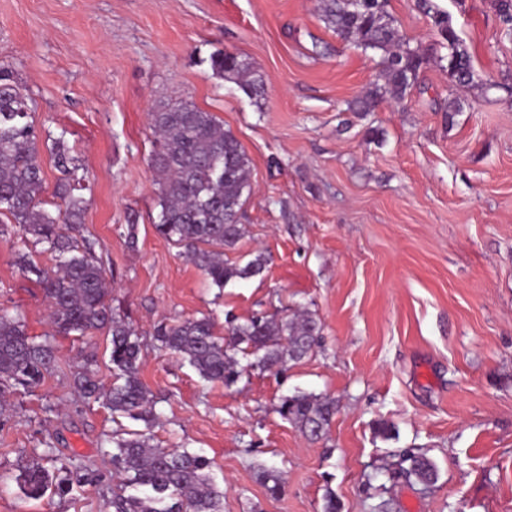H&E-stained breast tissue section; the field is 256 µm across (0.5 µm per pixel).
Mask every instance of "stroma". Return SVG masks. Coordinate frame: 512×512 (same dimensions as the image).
<instances>
[{
	"instance_id": "stroma-1",
	"label": "stroma",
	"mask_w": 512,
	"mask_h": 512,
	"mask_svg": "<svg viewBox=\"0 0 512 512\" xmlns=\"http://www.w3.org/2000/svg\"><path fill=\"white\" fill-rule=\"evenodd\" d=\"M439 7L476 86L450 82L415 0H389L430 60L405 101L364 116L351 105L380 55L328 28L319 0H0V68L31 99L41 137L64 136L80 164L85 233L112 307L143 339L140 378L158 414L149 426L116 418L74 391L86 368L111 385L109 341L57 334L40 285L16 263V234L0 237V309L58 356L42 386L6 397L0 512H111L102 489L32 500L15 477L46 439L49 472L79 462L111 477L108 441L127 431L209 457L224 512H324L330 498L340 512H512V41L492 0ZM218 50L249 62L266 96L216 77ZM180 99L213 113L251 159L243 235L224 258L265 252L262 276L212 287L155 232L160 142L148 114ZM298 305L322 327L313 351L230 387L153 338L174 319L207 316L220 333L227 319ZM297 391L335 399L326 437L278 414ZM405 450L435 464L434 483L401 473ZM266 467L281 476L279 497Z\"/></svg>"
}]
</instances>
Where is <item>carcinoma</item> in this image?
Returning <instances> with one entry per match:
<instances>
[{
    "label": "carcinoma",
    "mask_w": 512,
    "mask_h": 512,
    "mask_svg": "<svg viewBox=\"0 0 512 512\" xmlns=\"http://www.w3.org/2000/svg\"><path fill=\"white\" fill-rule=\"evenodd\" d=\"M430 14L440 44L448 50L440 60L451 81L474 84L471 57L453 26L450 15L430 0H421ZM388 0H321L324 22L355 47L381 52L377 82L358 103L372 111L386 98L403 101L411 91L428 56L409 41L387 10ZM498 31L512 40V0H494ZM214 75L232 81L256 98L265 94L261 77L232 52L210 57ZM31 99L12 72L0 69V216L19 227L23 243L42 246L55 267L39 266L29 251L17 252L21 270L35 277L48 303V318L56 332L84 335L107 330L111 335L109 361L112 386L104 388L95 371L74 374L75 389L87 400L102 401L114 414L151 425L157 420L154 401L140 379L141 343L135 329L108 304L105 270L96 256L94 242L84 235L82 214L87 201L83 186L72 178L77 159L55 138L54 163L61 177L57 183L55 212L44 208V172L38 135L32 119ZM150 126L162 142L153 159L161 211L154 224L165 240L184 249L190 259L218 288L235 280L261 275L269 258L250 254L244 263L224 260V249H233L242 237L241 219L251 190V161L240 141L224 129L211 112L187 102L164 106L149 113ZM321 326L314 314L297 309L278 317H253L243 323L227 322L224 335L203 316L162 322L155 327L161 347L185 359L207 382L225 386L245 373L287 370L316 345ZM254 361L241 365L238 354ZM58 364L55 349L27 333L22 321L0 310V394L9 388L31 390L40 386ZM279 415L312 439L323 437L336 413L333 399L313 393L286 396ZM112 468L119 484L112 487L108 504L112 512H224V492L209 476L211 460L184 448H157L140 433L115 434ZM409 472L419 481L437 479L435 465L422 454H407ZM16 481L31 499L47 492L69 494L73 484L98 486L94 470L68 468L54 477L37 458L30 460Z\"/></svg>",
    "instance_id": "cac0c4a2"
}]
</instances>
